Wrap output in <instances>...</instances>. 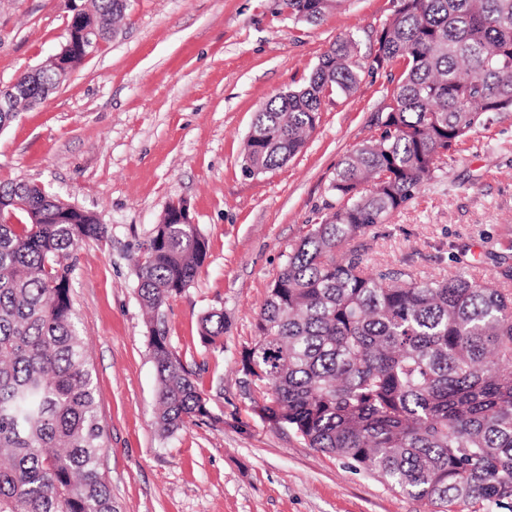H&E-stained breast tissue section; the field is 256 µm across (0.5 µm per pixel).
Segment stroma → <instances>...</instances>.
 <instances>
[{
    "instance_id": "1",
    "label": "stroma",
    "mask_w": 512,
    "mask_h": 512,
    "mask_svg": "<svg viewBox=\"0 0 512 512\" xmlns=\"http://www.w3.org/2000/svg\"><path fill=\"white\" fill-rule=\"evenodd\" d=\"M88 0H0V84L42 65ZM393 0H341L315 23L281 0H130L101 48L45 100L0 131V181L47 185L93 212L108 234L79 244L71 294L95 370L117 512H431L346 461L260 419L240 357L288 247L339 202L338 163L376 133L394 61L376 67ZM356 41L360 82L322 102L304 148L282 167L244 173L255 113L302 85L334 42ZM184 200L209 243L196 280L159 312L170 346L197 376L210 415L161 436L150 323L134 261L169 202ZM512 226V112L494 115L443 157L433 178L360 239L363 264L418 278L492 267L478 257ZM223 312V342L202 316Z\"/></svg>"
}]
</instances>
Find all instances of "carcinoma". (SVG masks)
<instances>
[{
  "label": "carcinoma",
  "mask_w": 512,
  "mask_h": 512,
  "mask_svg": "<svg viewBox=\"0 0 512 512\" xmlns=\"http://www.w3.org/2000/svg\"><path fill=\"white\" fill-rule=\"evenodd\" d=\"M378 35L377 67L400 60L378 132L344 156L329 190L343 204L291 244L257 316L240 372L252 410L304 444L347 460L447 512L477 504L512 512V228L486 253L494 282L463 275L372 274L356 241L386 223L448 155L496 112H512V0H395ZM335 0H283L319 20ZM128 0H90L69 26L93 29L71 70L116 30ZM355 43L342 39L307 81L267 101L244 143V172L273 171L304 147L323 98L353 93ZM67 77L50 61L17 77L15 112ZM166 208L135 263L152 317L196 279L208 241ZM106 225L49 187L0 182V512H115L100 468L107 437L94 369L76 322L74 250ZM224 313L201 319L208 345ZM164 436L208 415L207 395L150 329Z\"/></svg>",
  "instance_id": "cac0c4a2"
}]
</instances>
